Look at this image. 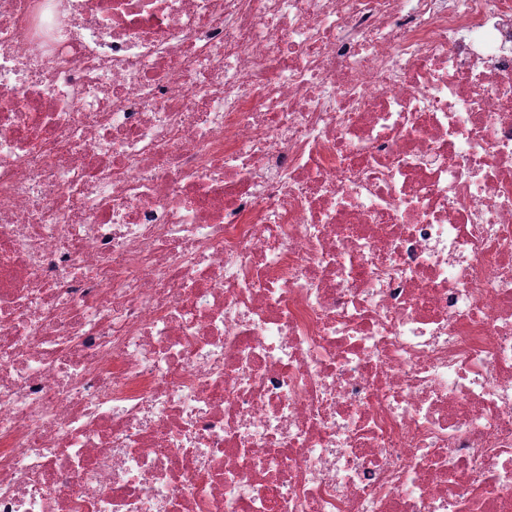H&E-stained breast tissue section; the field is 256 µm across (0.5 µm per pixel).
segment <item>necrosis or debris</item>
<instances>
[{
  "instance_id": "1",
  "label": "necrosis or debris",
  "mask_w": 512,
  "mask_h": 512,
  "mask_svg": "<svg viewBox=\"0 0 512 512\" xmlns=\"http://www.w3.org/2000/svg\"><path fill=\"white\" fill-rule=\"evenodd\" d=\"M0 512H512V0H0Z\"/></svg>"
}]
</instances>
